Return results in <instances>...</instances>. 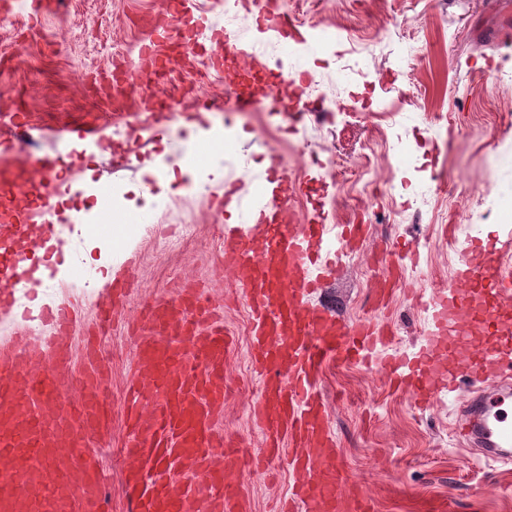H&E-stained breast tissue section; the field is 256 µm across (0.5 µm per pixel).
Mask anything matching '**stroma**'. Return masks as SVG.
I'll return each instance as SVG.
<instances>
[{"label":"stroma","instance_id":"1","mask_svg":"<svg viewBox=\"0 0 512 512\" xmlns=\"http://www.w3.org/2000/svg\"><path fill=\"white\" fill-rule=\"evenodd\" d=\"M158 0H59L36 13L19 0H0V14L14 16L0 28V118L23 111L31 128L19 155L63 159L62 171L75 196L72 224L60 228L65 268L38 288L35 301L18 295V305L54 306L82 302L74 333V367H81L85 329L110 293L115 272L131 269L126 303L100 335L110 368V427L96 446L107 512H128L121 450L127 441V386L136 365L129 326L142 307L176 298L180 286L210 296L234 344L224 362L232 392L217 429L234 434L248 454L264 451V437L249 407L259 380L248 354L249 319L243 294L224 270V226L243 223L251 200L263 188L267 168L278 161L302 184L290 199L299 218L320 212L328 224H364L367 240L342 258V271L314 296L345 322L388 323V351L420 347L427 314L416 295L431 296L450 283L460 256L448 245L443 225L457 238L482 236L512 215L501 211L512 198V0H288L293 24L308 32L304 43L283 45L259 32L244 13L228 17L222 0H170L169 17L184 51L165 77L169 93L183 100L166 134L136 132L116 139L114 127L129 117L113 114L109 95L95 92V75L139 63V49L152 34ZM226 29L232 44L248 56L213 72L205 93L223 100L233 73L247 67L260 80L285 66L308 71L318 89L312 107L337 106L331 121L313 124L311 115L274 112H213L201 122L184 119L193 98L186 90L201 66L193 51L212 30ZM393 102L389 114L378 105ZM85 120L110 148L74 142L63 124ZM224 138L222 178L200 170L197 181L181 171L189 135ZM402 140L408 154L395 166L391 146ZM335 157L327 169L311 155ZM154 168L168 187H143L141 172ZM447 178L434 189L431 174ZM239 183L233 214L210 206L225 184ZM110 186L102 201L98 191ZM164 192L163 208L144 205V192ZM194 231L172 249L158 239L171 225ZM412 244L417 263H406L387 306H375L372 290L385 266L384 246ZM320 388L329 425L352 485L371 499L373 512H428L450 501V512H512V464L488 463L460 447L454 435L457 397L439 396L427 408L395 391L377 370L346 361L328 363ZM293 475L285 461L265 472L246 473L242 493L250 512H273L287 495Z\"/></svg>","mask_w":512,"mask_h":512}]
</instances>
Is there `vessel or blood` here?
<instances>
[{"mask_svg":"<svg viewBox=\"0 0 512 512\" xmlns=\"http://www.w3.org/2000/svg\"><path fill=\"white\" fill-rule=\"evenodd\" d=\"M257 29L287 42L293 27L283 13L259 4ZM156 38L142 45L152 72L166 62ZM310 78L286 72L276 78L281 110L302 100ZM256 88L238 89L224 99L228 112H246L260 104ZM25 112L0 133V180L23 195L25 212L0 207V312L14 311V288L40 285L51 256L59 252L57 230L69 223L65 212L46 223L35 173L54 169L56 160L25 159L16 166L13 148ZM270 193L251 210L250 225L224 227V267L233 272L250 309L249 336L253 370L261 389L250 413L268 439L267 455L254 458L267 468L283 458L296 474L278 512H370L360 492L343 493L345 470L339 459L329 415L317 391L328 360L371 364L384 327L366 320L352 325L311 305L322 283L311 269L324 262L336 271L345 251L364 242L365 227H340L309 219L295 221L287 201L300 186L279 166L267 177ZM512 226L501 225L487 237L469 238L453 282L432 306V330L414 351L391 355L386 366L412 401L428 405L439 394L462 393L456 416L465 448L486 458L512 460ZM130 278L112 281V300L99 314L111 320L123 305ZM16 336L0 343V512H106L102 477L92 442L105 428L104 400L108 376L99 349L88 343L83 370L71 375L77 310L72 302L40 308L37 316L50 326L46 335L30 334L33 316L14 312ZM138 371L128 386L132 398L125 420L129 439L123 448L135 466L124 476L132 512H247L241 494L246 454L239 442L217 434L228 387L224 361L233 339L206 304L200 289H181L174 300L148 304L132 334ZM76 392L61 404V389Z\"/></svg>","mask_w":512,"mask_h":512,"instance_id":"1","label":"vessel or blood"}]
</instances>
